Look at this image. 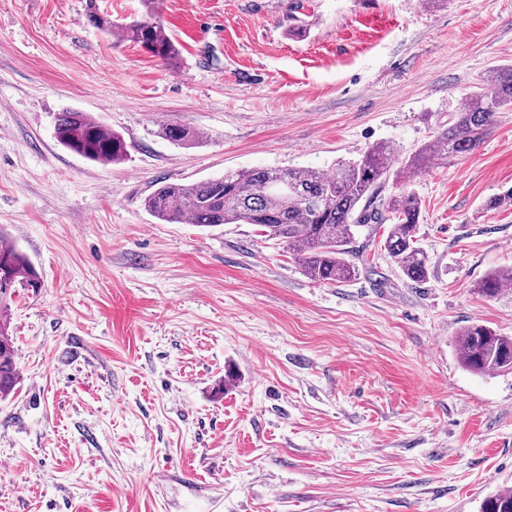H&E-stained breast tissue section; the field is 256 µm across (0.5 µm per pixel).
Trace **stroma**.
Returning a JSON list of instances; mask_svg holds the SVG:
<instances>
[{"label":"stroma","instance_id":"35a3bbf8","mask_svg":"<svg viewBox=\"0 0 512 512\" xmlns=\"http://www.w3.org/2000/svg\"><path fill=\"white\" fill-rule=\"evenodd\" d=\"M169 70L89 21L88 0H0V228L38 271L9 310L21 384L0 399V512H480L512 490V371L454 350L512 336V111L429 163L426 281L364 228L319 283L252 224H164L161 183L250 168L326 173L378 143L393 167L512 64V0H158ZM121 134L101 165L55 113ZM191 127L177 146L159 125ZM234 371L224 383L226 371ZM223 394H216V386ZM53 130L54 138L61 146L89 161L110 165L127 157L123 136L87 112L66 110L56 113ZM512 284V267H502L490 273L479 285V291L485 296L497 295L505 285ZM461 366L485 375L512 370V336H503L490 327L473 322L462 327L456 337Z\"/></svg>","mask_w":512,"mask_h":512}]
</instances>
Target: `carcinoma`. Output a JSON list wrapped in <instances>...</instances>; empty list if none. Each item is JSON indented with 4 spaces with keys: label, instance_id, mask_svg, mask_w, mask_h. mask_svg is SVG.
<instances>
[{
    "label": "carcinoma",
    "instance_id": "carcinoma-1",
    "mask_svg": "<svg viewBox=\"0 0 512 512\" xmlns=\"http://www.w3.org/2000/svg\"><path fill=\"white\" fill-rule=\"evenodd\" d=\"M142 4L145 15L141 19L114 24L93 12L94 0H89L90 17L101 30L118 31L124 40L177 69L181 51L158 15L156 0H142ZM509 109L512 65L490 71L481 87L465 97L448 125L408 158L403 170L414 173L435 157L448 159L476 148L496 125L498 114ZM156 134L177 145L197 138L191 128L173 123L159 125ZM54 138L64 148L103 165L127 157L123 136L87 112L56 113ZM393 156L391 146L376 144L355 161L338 162L330 174L310 168L242 169L201 182L168 183L152 191L144 206L166 224H254L264 236L283 244L309 277L321 283L352 278L358 259L353 249L356 229L389 220L384 249L409 280L419 283L427 279L428 260L417 245L418 199L404 183L397 194L382 196L391 177ZM508 284H512V267H502L481 281L479 291L492 297ZM40 287V277L27 256L0 230V396L4 398L18 381L9 304L17 289L34 292ZM456 347L461 366L472 373L512 370V336L498 334L484 324L462 327ZM481 512H512V490L490 496Z\"/></svg>",
    "mask_w": 512,
    "mask_h": 512
}]
</instances>
